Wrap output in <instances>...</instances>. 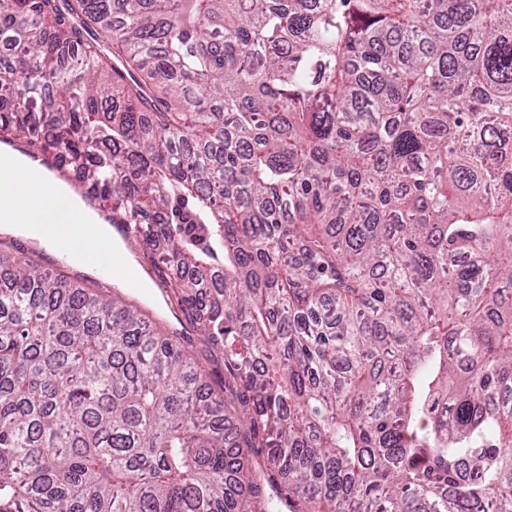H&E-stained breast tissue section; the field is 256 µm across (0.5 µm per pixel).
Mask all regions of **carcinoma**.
<instances>
[{
  "label": "carcinoma",
  "mask_w": 512,
  "mask_h": 512,
  "mask_svg": "<svg viewBox=\"0 0 512 512\" xmlns=\"http://www.w3.org/2000/svg\"><path fill=\"white\" fill-rule=\"evenodd\" d=\"M0 48V132L236 387L1 240L0 512H512V0H0Z\"/></svg>",
  "instance_id": "cac0c4a2"
}]
</instances>
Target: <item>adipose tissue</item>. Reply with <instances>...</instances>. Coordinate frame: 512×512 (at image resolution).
<instances>
[{
  "mask_svg": "<svg viewBox=\"0 0 512 512\" xmlns=\"http://www.w3.org/2000/svg\"><path fill=\"white\" fill-rule=\"evenodd\" d=\"M0 229L51 244L82 265L125 251L111 224L16 152L0 153Z\"/></svg>",
  "mask_w": 512,
  "mask_h": 512,
  "instance_id": "adipose-tissue-1",
  "label": "adipose tissue"
}]
</instances>
